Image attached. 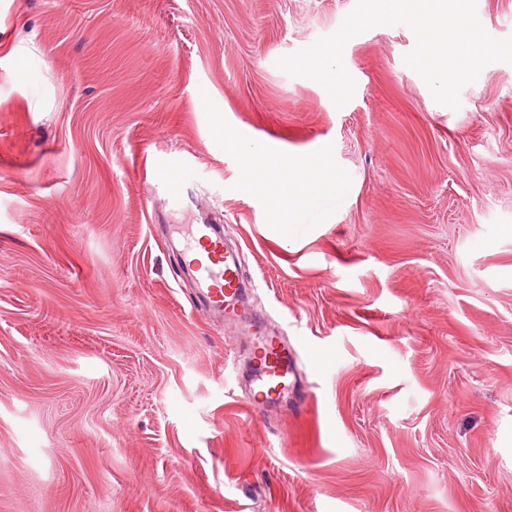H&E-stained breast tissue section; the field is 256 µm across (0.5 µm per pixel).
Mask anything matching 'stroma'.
Segmentation results:
<instances>
[{
  "mask_svg": "<svg viewBox=\"0 0 512 512\" xmlns=\"http://www.w3.org/2000/svg\"><path fill=\"white\" fill-rule=\"evenodd\" d=\"M355 0H0V512H512V64L438 104L403 25L335 107L275 62ZM327 155L288 206L250 158ZM178 167L155 212L145 163ZM177 224L248 286L214 316ZM299 347L247 404L250 335Z\"/></svg>",
  "mask_w": 512,
  "mask_h": 512,
  "instance_id": "stroma-1",
  "label": "stroma"
}]
</instances>
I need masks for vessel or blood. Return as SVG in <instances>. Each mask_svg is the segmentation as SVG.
Segmentation results:
<instances>
[{
    "instance_id": "b4317fda",
    "label": "vessel or blood",
    "mask_w": 512,
    "mask_h": 512,
    "mask_svg": "<svg viewBox=\"0 0 512 512\" xmlns=\"http://www.w3.org/2000/svg\"><path fill=\"white\" fill-rule=\"evenodd\" d=\"M148 188L154 189V207H165L178 200L182 182L176 174L146 171L142 174ZM183 253L190 257L200 297L226 318L244 316V286L236 255L225 250L223 238L211 225L189 224L183 230ZM259 384L248 400L253 405L278 401L294 374L295 349L285 346L279 337L257 334L254 351Z\"/></svg>"
}]
</instances>
